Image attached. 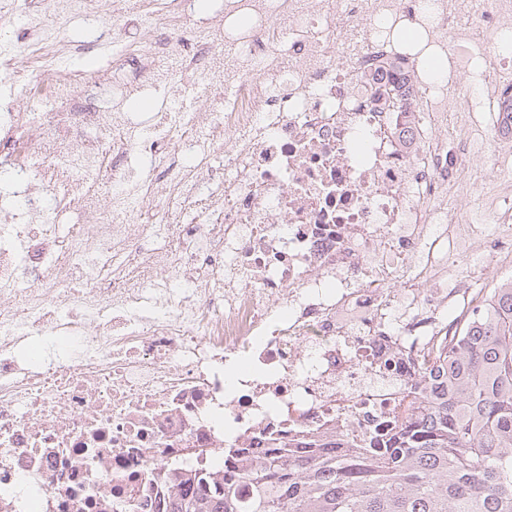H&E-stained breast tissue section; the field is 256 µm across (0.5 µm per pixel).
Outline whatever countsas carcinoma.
Masks as SVG:
<instances>
[{
  "label": "carcinoma",
  "mask_w": 512,
  "mask_h": 512,
  "mask_svg": "<svg viewBox=\"0 0 512 512\" xmlns=\"http://www.w3.org/2000/svg\"><path fill=\"white\" fill-rule=\"evenodd\" d=\"M440 389L350 448L270 449L239 485L207 470L165 512H512V278L476 297L456 340L423 354Z\"/></svg>",
  "instance_id": "carcinoma-1"
}]
</instances>
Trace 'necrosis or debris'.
I'll use <instances>...</instances> for the list:
<instances>
[{"instance_id": "obj_1", "label": "necrosis or debris", "mask_w": 512, "mask_h": 512, "mask_svg": "<svg viewBox=\"0 0 512 512\" xmlns=\"http://www.w3.org/2000/svg\"><path fill=\"white\" fill-rule=\"evenodd\" d=\"M248 27L141 21L115 107L81 105L55 68L71 18L31 21L32 97L0 101V512H162L235 449L362 442L512 262V0H224ZM422 28L456 71L396 49ZM199 73L197 100L140 136L121 100ZM223 155L220 170L204 160ZM156 182H132L133 161ZM162 184L163 215L131 226ZM92 224L50 221L51 191ZM112 196L99 209L100 192ZM468 254L459 264L460 254ZM0 98L11 101L12 112H16L18 118L22 119L28 112H52L53 107L45 99H32L22 89L21 83H13L9 80L1 82L0 76Z\"/></svg>"}]
</instances>
